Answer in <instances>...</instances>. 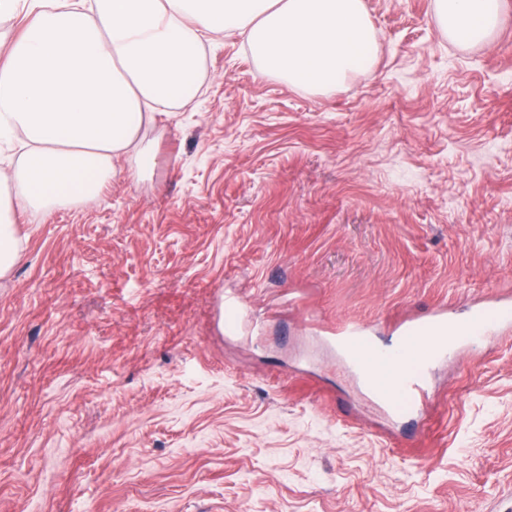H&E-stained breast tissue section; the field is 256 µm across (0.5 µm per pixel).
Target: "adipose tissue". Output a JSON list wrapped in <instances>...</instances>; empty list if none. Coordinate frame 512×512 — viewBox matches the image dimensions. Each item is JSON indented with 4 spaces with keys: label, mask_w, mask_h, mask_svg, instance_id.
<instances>
[{
    "label": "adipose tissue",
    "mask_w": 512,
    "mask_h": 512,
    "mask_svg": "<svg viewBox=\"0 0 512 512\" xmlns=\"http://www.w3.org/2000/svg\"><path fill=\"white\" fill-rule=\"evenodd\" d=\"M26 4L28 22L0 64V139L22 133L21 162L0 170V278L22 255L19 213L43 216L98 203L136 151L155 111L192 104L202 86L205 34L242 35L267 75L327 93L377 56L362 0H0V17ZM502 0H435L460 44L490 40Z\"/></svg>",
    "instance_id": "adipose-tissue-1"
}]
</instances>
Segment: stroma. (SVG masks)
<instances>
[{
	"label": "stroma",
	"instance_id": "obj_1",
	"mask_svg": "<svg viewBox=\"0 0 512 512\" xmlns=\"http://www.w3.org/2000/svg\"><path fill=\"white\" fill-rule=\"evenodd\" d=\"M374 65L326 94L212 36L197 99L96 206L22 215L0 279V512H512V336L391 417L326 336L512 298V0L460 45L363 0ZM235 294L245 324L224 326Z\"/></svg>",
	"mask_w": 512,
	"mask_h": 512
}]
</instances>
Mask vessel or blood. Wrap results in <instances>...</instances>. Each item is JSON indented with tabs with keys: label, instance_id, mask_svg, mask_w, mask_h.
<instances>
[{
	"label": "vessel or blood",
	"instance_id": "1",
	"mask_svg": "<svg viewBox=\"0 0 512 512\" xmlns=\"http://www.w3.org/2000/svg\"><path fill=\"white\" fill-rule=\"evenodd\" d=\"M447 329L449 335L466 339L486 334L488 330L506 332L512 330V305L493 302L473 306L470 321L466 324L451 322L447 310L434 313L431 318L412 320L405 324L400 336L392 345L378 349L379 359L395 365L398 369L397 383L390 397L382 399V406L390 412L408 409L413 397L422 395L423 385L430 365L436 361L435 350L418 348L415 338L433 337L439 329ZM333 344L342 349L355 345L347 361L360 378H367L370 367L362 355L363 349L373 346V340L365 326L350 324L337 329Z\"/></svg>",
	"mask_w": 512,
	"mask_h": 512
}]
</instances>
